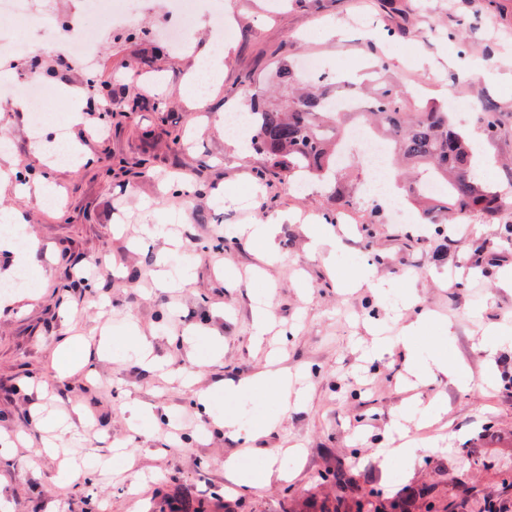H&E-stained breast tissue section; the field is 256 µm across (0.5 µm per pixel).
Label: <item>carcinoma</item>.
Instances as JSON below:
<instances>
[{
	"label": "carcinoma",
	"mask_w": 512,
	"mask_h": 512,
	"mask_svg": "<svg viewBox=\"0 0 512 512\" xmlns=\"http://www.w3.org/2000/svg\"><path fill=\"white\" fill-rule=\"evenodd\" d=\"M278 84L288 90L285 104L266 101L262 90L248 86L243 94L250 101L249 117L256 123V134L247 150L266 155L274 166L290 176L308 174L320 182L336 172V158L341 148L336 138L345 119L336 108V95L325 81L300 86L295 71L282 65L277 71ZM362 121L383 130L391 143L393 178L402 182L400 190L408 205L417 209L425 224H446L452 217L460 222L497 220L512 202L496 184L474 171L475 151L472 141L454 127L448 113L433 104L417 103L398 84L384 82L359 96ZM113 111L122 116L143 109L137 98L112 101ZM478 120L486 139L500 136V112L489 99L480 101ZM122 172L139 177L151 171V159L144 156L130 167L116 161ZM435 488L418 490L403 501L387 504L380 493L362 491L352 497L337 496L320 505L319 512H411L420 502L425 512H433ZM453 499L443 512H459L473 490L454 485Z\"/></svg>",
	"instance_id": "carcinoma-1"
}]
</instances>
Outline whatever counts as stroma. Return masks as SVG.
<instances>
[{
  "mask_svg": "<svg viewBox=\"0 0 512 512\" xmlns=\"http://www.w3.org/2000/svg\"><path fill=\"white\" fill-rule=\"evenodd\" d=\"M223 2L232 33L224 79L210 85L205 109L182 93L213 49L202 22L191 54L159 39L99 40L96 72L116 97L160 99L166 112L120 120L85 112L83 126L69 130L84 155L79 168L48 167L29 141L26 115L0 112V132L11 141L0 159V208L25 217L36 248L28 273L37 283L0 304V435L22 436L0 453V512H177L185 489L206 512H312L336 496L329 475L341 465L356 490L396 500L451 478L497 497L500 469L512 468V288L500 284L501 271L512 268V242L504 224H451L439 234L430 224L398 223L388 200L360 197L358 164L335 189L293 190L286 172L240 152L216 119L239 107L242 86L272 87L278 65L315 59L366 79L379 60L427 100H468L454 122L469 135L482 133L475 103L493 99L504 132L483 149L494 162L490 176L512 186V172L496 165L512 155V0H372L370 39L354 0H291L285 8L274 0ZM27 36L40 69L59 71L49 96L61 85L83 88L80 64L60 62L39 31ZM102 122L108 134L91 135ZM178 135L191 137L189 149L173 150ZM145 151L152 174L109 172L111 157ZM28 166L50 174L62 208L15 193L12 175ZM173 171L204 175L212 192L184 205L167 183ZM228 195L243 207L225 205ZM346 199L352 223H333ZM270 215L283 218L274 260L240 233ZM220 234L226 243L217 252L209 244ZM100 257L112 260L102 297L65 291L71 260L84 268ZM366 270L385 281L384 293L352 287ZM408 294L431 316L417 346L443 349L464 380L410 381L400 347L379 360L367 356L376 330L396 339L414 321V311L399 308ZM261 301L273 329L259 339ZM487 323L500 336L480 351ZM104 330L108 351L60 370L64 342L94 344ZM272 366L288 373L299 398L251 393L250 401L269 406L270 428L243 444L213 423L240 414L224 389ZM205 389L208 413L194 398ZM134 406L152 416L137 430L129 422ZM406 418L421 455L393 467L381 451ZM67 456L91 462V472L59 481ZM231 459L256 461V486L237 484L225 466Z\"/></svg>",
  "mask_w": 512,
  "mask_h": 512,
  "instance_id": "stroma-1",
  "label": "stroma"
}]
</instances>
